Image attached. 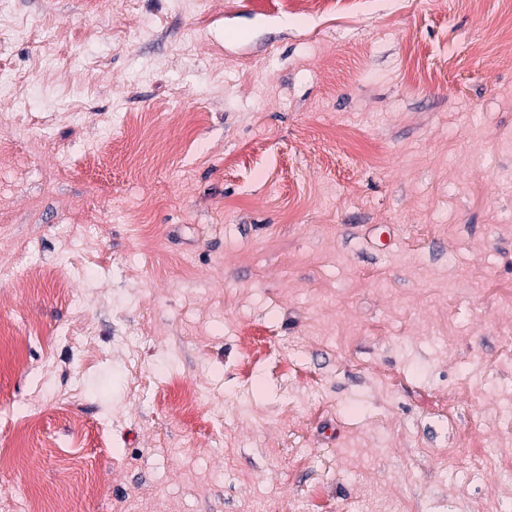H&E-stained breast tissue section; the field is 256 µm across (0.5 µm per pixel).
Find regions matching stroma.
Returning a JSON list of instances; mask_svg holds the SVG:
<instances>
[{
	"label": "stroma",
	"mask_w": 512,
	"mask_h": 512,
	"mask_svg": "<svg viewBox=\"0 0 512 512\" xmlns=\"http://www.w3.org/2000/svg\"><path fill=\"white\" fill-rule=\"evenodd\" d=\"M6 143L0 512H512V0H0Z\"/></svg>",
	"instance_id": "obj_1"
}]
</instances>
